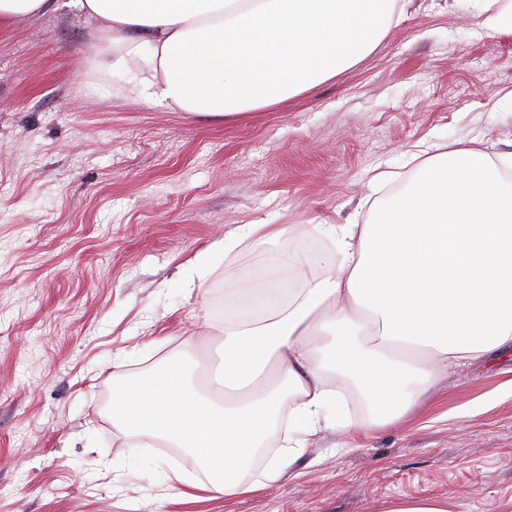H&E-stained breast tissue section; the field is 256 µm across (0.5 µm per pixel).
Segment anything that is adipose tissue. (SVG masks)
Listing matches in <instances>:
<instances>
[{
    "label": "adipose tissue",
    "instance_id": "ef3b65f1",
    "mask_svg": "<svg viewBox=\"0 0 512 512\" xmlns=\"http://www.w3.org/2000/svg\"><path fill=\"white\" fill-rule=\"evenodd\" d=\"M97 22L92 69H134L147 100L234 121L357 60L399 0H70ZM415 174L363 224H317L326 273L294 266L224 291V353L209 384L193 351L147 378L115 376L112 426L132 448H177L199 477L174 487L227 498L286 478L350 394L383 405L344 434L405 418L445 370L512 347V153L420 148ZM294 227L243 224L187 264L282 245Z\"/></svg>",
    "mask_w": 512,
    "mask_h": 512
}]
</instances>
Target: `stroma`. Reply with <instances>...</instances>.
I'll return each mask as SVG.
<instances>
[{
  "mask_svg": "<svg viewBox=\"0 0 512 512\" xmlns=\"http://www.w3.org/2000/svg\"><path fill=\"white\" fill-rule=\"evenodd\" d=\"M73 9L0 26V512H369L389 497L455 512L512 500V349L442 373L407 418L364 439L326 429L297 475L233 498H181L174 448H129L108 417L192 342L215 353L224 282L263 247L179 271L241 224H360L416 145L512 152V32L474 0H407L375 47L314 88L228 124L146 101L132 72L83 67Z\"/></svg>",
  "mask_w": 512,
  "mask_h": 512,
  "instance_id": "1",
  "label": "stroma"
}]
</instances>
